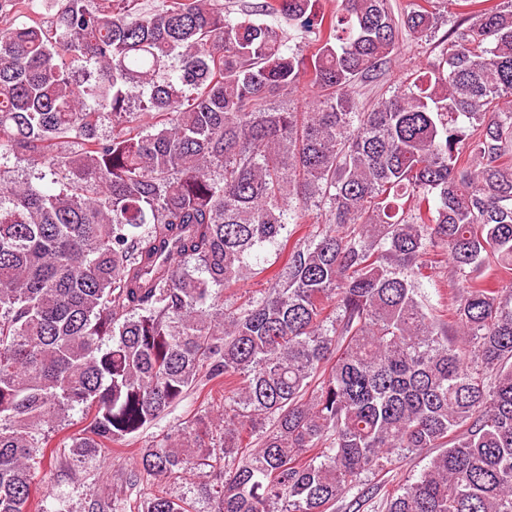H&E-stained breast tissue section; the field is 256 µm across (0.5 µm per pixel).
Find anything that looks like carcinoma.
Wrapping results in <instances>:
<instances>
[{
	"label": "carcinoma",
	"mask_w": 512,
	"mask_h": 512,
	"mask_svg": "<svg viewBox=\"0 0 512 512\" xmlns=\"http://www.w3.org/2000/svg\"><path fill=\"white\" fill-rule=\"evenodd\" d=\"M136 2L0 0V512L70 412L93 458L202 381L86 512L202 466L208 512H336L425 448L385 512H512V0ZM404 36L439 57L360 105Z\"/></svg>",
	"instance_id": "obj_1"
}]
</instances>
